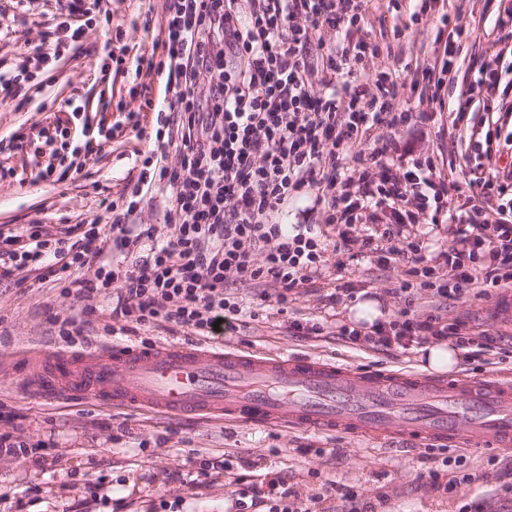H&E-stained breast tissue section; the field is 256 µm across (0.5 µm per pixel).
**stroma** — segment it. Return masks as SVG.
Returning a JSON list of instances; mask_svg holds the SVG:
<instances>
[{
  "instance_id": "1",
  "label": "stroma",
  "mask_w": 512,
  "mask_h": 512,
  "mask_svg": "<svg viewBox=\"0 0 512 512\" xmlns=\"http://www.w3.org/2000/svg\"><path fill=\"white\" fill-rule=\"evenodd\" d=\"M112 13L111 22L96 18L85 32L83 46L49 84L24 108L0 102V139L25 127L33 147L49 162L55 149L45 131L68 125L70 145L84 141L83 126L100 119L119 120V102L127 100L129 77H102L104 45L114 51H150L164 12V0H101ZM418 0H369L367 18L373 34L400 27L392 59H372L366 78L385 68L399 69L410 61L433 62L440 51L433 23L415 22ZM445 12L471 33L466 59L488 55L496 41L512 43V33L495 24L492 0H445ZM80 105L83 120H75L66 100ZM451 106L470 114L468 129L449 133L448 115L433 113L429 120L404 134L417 151L452 155L464 161L471 136H482L489 123L499 122L502 134L512 133V89L490 90L472 82L458 83L449 94ZM143 137L131 129L118 132L105 153H84L81 171L60 181L38 178L31 153L3 152L0 163L13 168L14 177L0 180V225H22L37 218L48 231L62 224L88 222L104 215V200L115 199L128 170L155 147L152 110H143ZM399 266L365 261L336 272V254L327 252L323 274L314 291L302 294L287 313L265 306L256 319L233 332L231 341L242 351L279 356L306 355L337 360L360 370L424 372L420 349L406 352L361 348L343 341L337 325L351 323L357 308L350 302L332 310L325 296L344 279L358 295L376 304L382 315L403 307L395 289ZM83 301L62 294L55 282L37 272L19 271L0 281V433L9 432L29 443L50 440L54 446L42 467L0 456V512H164L179 503V512H236L231 478L240 486L265 487L275 477L300 499L320 496L321 512H338L341 494L353 489L361 507L373 512H459L463 505L481 504L484 512H512V447L486 451L452 448L475 479L452 492L432 490L428 472L435 467L429 445L403 450L393 445L350 437L342 432H306L277 425L242 427L220 419L180 417L165 413H129L86 399H47L28 387L25 357L31 349L64 348L57 323L81 318ZM448 317L469 318L478 329L496 335L492 349L474 354L460 351L455 373L495 372L512 380V317L503 313L497 298L467 297L449 302ZM321 319L319 336H294L287 317ZM226 459L231 476L202 472L204 459Z\"/></svg>"
}]
</instances>
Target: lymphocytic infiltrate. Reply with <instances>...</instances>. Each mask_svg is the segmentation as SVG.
I'll use <instances>...</instances> for the list:
<instances>
[{"mask_svg": "<svg viewBox=\"0 0 512 512\" xmlns=\"http://www.w3.org/2000/svg\"><path fill=\"white\" fill-rule=\"evenodd\" d=\"M438 0H421L435 20L443 52L433 63L380 72L372 90L358 83L365 60L392 54L365 27V0H166L153 55L133 62L112 57L102 71L140 78L165 71L174 98L155 107L165 138L127 177L106 219L47 235L39 219L0 225V279L28 268L55 277L63 293L84 301L111 298L112 316L136 327L209 337L217 320L256 319L257 307L228 293V282H272L262 302L287 308L318 274L327 251L401 267L404 306L371 327L341 325L345 342L407 351L429 340L468 349L491 348L488 332L464 318L445 319L416 306L419 291L439 304L512 290V169L470 168L412 155L397 133L428 119L447 91L471 73L498 88V58L461 67L464 30ZM100 0H67L64 12L37 19L41 39L22 66L0 65V98L29 104L83 35L80 17ZM417 101L403 99V88ZM391 138L375 136L377 128ZM179 161L166 163L168 147ZM165 192L172 235L133 223L153 191ZM320 207L334 238L283 221L299 199ZM496 202L488 219L484 205ZM108 230H101V222ZM417 224H444L452 243L438 255L410 233ZM139 249L132 263L104 261L107 246ZM89 278L73 280V269Z\"/></svg>", "mask_w": 512, "mask_h": 512, "instance_id": "1", "label": "lymphocytic infiltrate"}]
</instances>
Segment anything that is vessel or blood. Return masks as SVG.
Returning <instances> with one entry per match:
<instances>
[{"label":"vessel or blood","instance_id":"1","mask_svg":"<svg viewBox=\"0 0 512 512\" xmlns=\"http://www.w3.org/2000/svg\"><path fill=\"white\" fill-rule=\"evenodd\" d=\"M36 390L129 411L212 413L241 426L280 424L359 437L411 434L475 450L512 446V380L358 371L307 356H245L202 343L30 353Z\"/></svg>","mask_w":512,"mask_h":512}]
</instances>
